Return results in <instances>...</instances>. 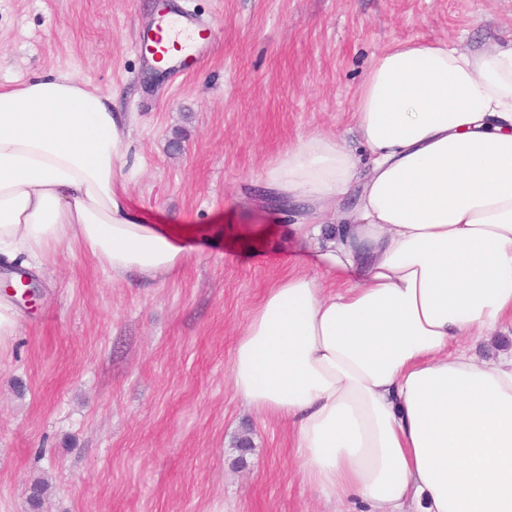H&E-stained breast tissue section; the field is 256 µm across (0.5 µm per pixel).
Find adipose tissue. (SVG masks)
Here are the masks:
<instances>
[{"mask_svg":"<svg viewBox=\"0 0 512 512\" xmlns=\"http://www.w3.org/2000/svg\"><path fill=\"white\" fill-rule=\"evenodd\" d=\"M131 115L73 73L0 88V264L79 244L113 279L184 262L189 228L150 224L121 180ZM356 154L311 134L263 174L320 239L234 343L237 396L285 422L302 480L361 512H512V44L411 41L377 54ZM335 226L325 235L326 226Z\"/></svg>","mask_w":512,"mask_h":512,"instance_id":"ef3b65f1","label":"adipose tissue"}]
</instances>
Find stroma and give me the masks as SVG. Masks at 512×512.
<instances>
[{"mask_svg":"<svg viewBox=\"0 0 512 512\" xmlns=\"http://www.w3.org/2000/svg\"><path fill=\"white\" fill-rule=\"evenodd\" d=\"M169 3L217 29L178 78L133 47L156 0H0V85L74 72L114 93L135 117L131 204L198 228L160 281H112L76 245L34 271L40 296L0 357V512H32L37 481L43 512H325L287 428L228 379L236 336L301 249V210L257 201L264 170L313 133L358 148L356 92L383 48L512 42V0Z\"/></svg>","mask_w":512,"mask_h":512,"instance_id":"1","label":"stroma"}]
</instances>
